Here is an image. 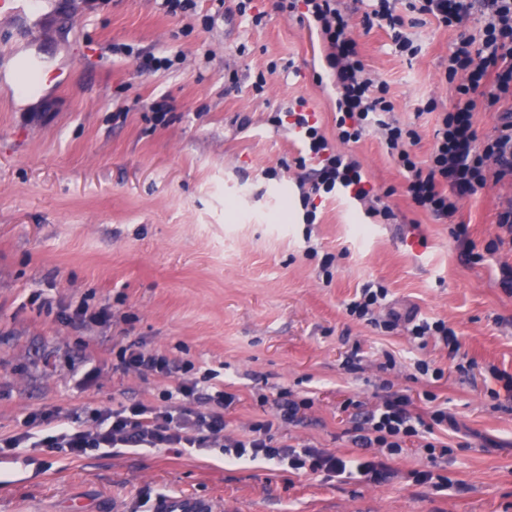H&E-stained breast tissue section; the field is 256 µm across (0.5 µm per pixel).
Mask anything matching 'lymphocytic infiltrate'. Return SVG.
I'll return each instance as SVG.
<instances>
[{"instance_id":"f902f5d3","label":"lymphocytic infiltrate","mask_w":512,"mask_h":512,"mask_svg":"<svg viewBox=\"0 0 512 512\" xmlns=\"http://www.w3.org/2000/svg\"><path fill=\"white\" fill-rule=\"evenodd\" d=\"M336 2L277 0L276 4L280 13L300 15L320 35L336 93V140L325 136L312 115L293 106L281 107L272 118L274 125H288L302 145L293 163L302 171L297 188L307 223L317 219L318 200L336 196L363 205L368 217L394 220V211L376 193L361 161L336 148L337 143H355L376 131L399 168L405 193L414 207L449 221V234L458 246L467 249L468 261L483 262L500 246L512 243V200L497 214L501 236L481 252L474 251L469 226L456 215L462 198L488 183L512 181V0H483L482 24L474 35L466 31L472 0H407L408 12L433 17L439 25L461 32L445 69L446 80L456 84L453 104L444 111L431 100L422 106L423 112L437 115L433 146L423 159L414 152L419 141L417 131L394 119L389 88L367 69L348 36L349 19ZM364 19L389 31L397 53L411 57L419 53L404 16L395 11L394 0H370ZM480 100L487 109L501 114L494 132L484 138L478 136L473 123ZM405 320L419 347L434 341L442 344L449 355L457 354L458 336L444 320L413 316ZM118 358L124 371L172 379V388L164 393L162 404L138 401L112 408H89L81 415L33 412L25 418L22 432L0 439V454L19 448H50L72 456L100 448H218L234 460L284 462L296 474L340 476L353 466L373 481L388 474L390 460L400 456L409 442H419L433 461L448 454V444L440 437L453 421L447 409L416 412L410 398L399 392L382 396L356 420L357 442L365 448L379 449L380 457L354 463L311 445L294 446L275 438V421H295L301 410L309 407V400H294L287 392H280L274 401L276 420L257 422L247 437L238 439L225 433V412L237 397L225 391L223 384H202L191 376L189 365L133 347L121 349Z\"/></svg>"}]
</instances>
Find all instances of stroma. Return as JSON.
<instances>
[{
  "instance_id": "stroma-1",
  "label": "stroma",
  "mask_w": 512,
  "mask_h": 512,
  "mask_svg": "<svg viewBox=\"0 0 512 512\" xmlns=\"http://www.w3.org/2000/svg\"><path fill=\"white\" fill-rule=\"evenodd\" d=\"M368 67L389 86L394 116L415 128L426 157L435 114L455 86L444 68L458 30L424 18L413 32L421 51L396 53L389 34L367 27L359 0H339ZM195 11L165 13L162 0H47L0 14V436L28 413L83 411L142 401L157 404L168 379L117 369L121 347L137 344L215 370L239 401L229 434L272 419L277 392L310 399L279 440L342 457H368L352 432L358 409L387 388L416 411L447 405L455 428L437 465L453 482L438 492L414 482L426 452L409 445L392 460L394 477L370 483L298 476L264 460L230 462L219 449L176 453L91 451L68 458L20 448L0 478V512H152L160 495H192L210 512H512V393L490 366L512 375V293L499 280L512 246L467 262L448 227L414 208L376 133L339 144L364 163L397 215L367 217L345 198L323 200L317 222L302 220L296 171L266 179L300 142L269 118L306 99L335 138L334 91L316 31L253 0L261 23L236 0H196ZM131 48L115 54L111 45ZM39 60L29 104L4 81L16 56ZM169 56L168 69L140 72L142 57ZM264 74L263 94L251 84ZM165 99L167 122L147 106ZM512 185L465 197L459 218L476 250L497 232ZM314 247L316 256L305 253ZM370 281L389 289L400 315L441 319L460 349L419 348L405 327L384 332L349 317L346 303ZM107 309L108 321L95 320ZM442 368L416 379L414 364ZM469 364L468 373L458 364ZM96 382L84 386L86 370Z\"/></svg>"
}]
</instances>
